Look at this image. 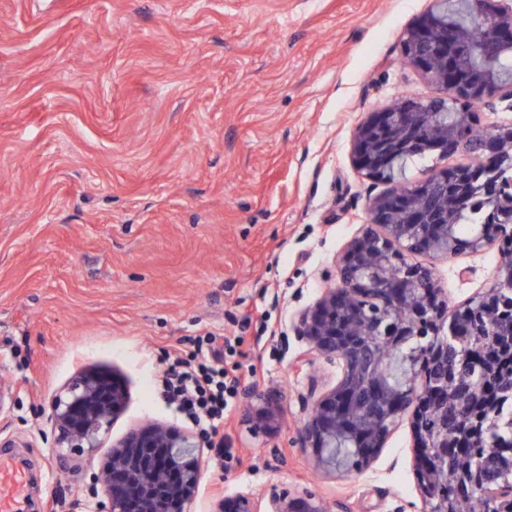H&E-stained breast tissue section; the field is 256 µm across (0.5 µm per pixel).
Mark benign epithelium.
I'll use <instances>...</instances> for the list:
<instances>
[{
	"mask_svg": "<svg viewBox=\"0 0 512 512\" xmlns=\"http://www.w3.org/2000/svg\"><path fill=\"white\" fill-rule=\"evenodd\" d=\"M448 14L446 0H432V7L414 24L408 34L406 53L410 63L449 95L463 98L472 105L497 96L512 98V0H471L454 13V22L442 26L441 16ZM487 21L492 37L471 55L448 57V46L470 38V20ZM442 119L430 125V135L421 139L423 147L443 157L457 154L474 138L470 115H461L448 106L427 108L413 98H402L393 105L373 112L359 125L352 140V160L368 178L381 181L390 159L404 160L411 155L410 145L394 138L397 126L416 135L425 123V112ZM479 150L485 174L475 175L470 164L462 163L453 171L437 170L429 180L418 184H393V188L372 198L368 205L369 224L348 245L340 259L337 282L299 318V332L311 348L343 362V377L314 401L302 427V436L316 450V465L327 473L345 475L349 470L336 464L332 442L336 424L344 419L354 423L352 430L363 439L361 468H366L376 451L383 446L389 432L385 423H393L402 413L400 396L383 381L389 373L378 362L367 365L364 357L371 348L363 337L351 332L360 321L373 322V335L382 340L403 341L424 334L425 328L444 322L448 311L440 299L434 273L418 266L406 270L405 279L395 285L386 278L388 257L394 251L406 252L424 224H432L431 251L448 255V226L456 223L458 210L474 194L483 196L492 209L499 206L494 185L495 169L505 158H512V129L484 131L479 134ZM512 292V259L499 271L494 288L465 303L459 312L475 302L484 306V318L504 321L503 312H512V302L495 303L496 289ZM396 291L398 305L407 315L371 319L366 311L353 306L356 295H381ZM364 383L381 390L382 410L366 416L350 401L351 388ZM128 398L123 384L110 376L87 370L79 373L56 396L49 410L54 447L71 454L99 447L100 437L107 434L113 420L123 410ZM498 398L485 385L463 384L445 373L432 389L416 384L410 398L412 431L415 439V478L423 503V512H456V496L478 494L493 505L512 502V483L506 480L490 486L489 470H503L512 465V454L497 447L485 428V419ZM249 408L259 403L256 425L270 428L280 410L275 391L251 393ZM454 406L463 412L461 427L472 444L486 452L476 455L471 465L450 469L432 466L425 454L434 451L448 458V449L459 446L457 434L448 433V425L434 426L429 420L448 416ZM206 442L192 431L177 430L153 423L134 428L116 444L104 467L101 484L103 500L100 512H189L204 475ZM216 512H261L258 501L249 493H239L231 507ZM268 512H325L323 503L308 492L292 494L273 492Z\"/></svg>",
	"mask_w": 512,
	"mask_h": 512,
	"instance_id": "1",
	"label": "benign epithelium"
}]
</instances>
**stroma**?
Here are the masks:
<instances>
[{
    "label": "stroma",
    "instance_id": "obj_1",
    "mask_svg": "<svg viewBox=\"0 0 512 512\" xmlns=\"http://www.w3.org/2000/svg\"><path fill=\"white\" fill-rule=\"evenodd\" d=\"M430 0H0V456L31 475L23 512H93L113 443L185 422L154 392L161 360L242 336L243 371L278 390L255 428L237 406L233 459L207 449L196 512L241 492L308 491L328 512H423L409 415L371 464L316 470L301 428L342 376L300 313L384 191L353 133L399 96H440L404 61ZM502 250L422 254L456 309L488 290ZM128 401L93 456L59 460L45 410L78 371Z\"/></svg>",
    "mask_w": 512,
    "mask_h": 512
}]
</instances>
